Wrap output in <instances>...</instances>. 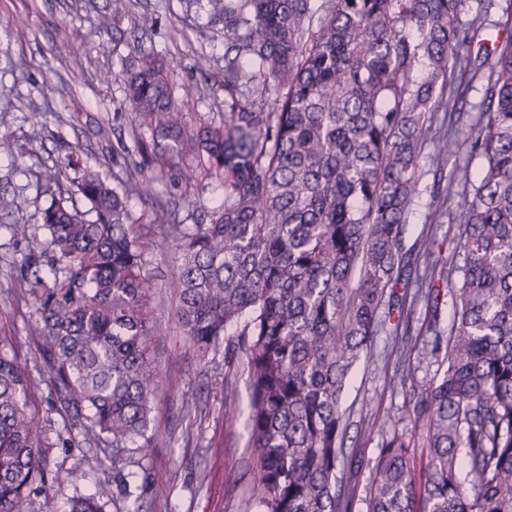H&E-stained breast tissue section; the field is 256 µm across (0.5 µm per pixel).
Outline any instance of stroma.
<instances>
[{"instance_id":"1","label":"stroma","mask_w":512,"mask_h":512,"mask_svg":"<svg viewBox=\"0 0 512 512\" xmlns=\"http://www.w3.org/2000/svg\"><path fill=\"white\" fill-rule=\"evenodd\" d=\"M208 0H129L120 21L121 35L102 25L112 0H0V202L23 199L18 212L0 210V336H11L23 364L38 386L41 419L50 439L67 435L70 424L50 403L47 367L30 328L35 321L32 297L19 294V268L29 249L43 246L38 232L41 211L55 194L45 168L78 154L86 170L110 184L126 181L138 161L134 115L125 100L123 62L148 49L171 62L185 92V122L196 127L224 121V24L207 18ZM512 12V0H463L462 21L485 15L479 36L493 44L498 21ZM153 19L142 27V17ZM25 60V71L15 70ZM110 83H102L103 73ZM150 180V198L132 197L130 210L148 244L144 273L156 300L158 340L153 354L162 381L153 403L149 433L154 446L142 461L127 459L134 474L133 494L142 496V512H256L251 499L256 472L246 448L245 415H224V348L216 346L210 363L200 362L187 345L176 316L172 272L180 261L175 242L164 234L168 224H204L215 200L224 195L216 177L181 180L177 171L148 167L138 171ZM433 199V178L425 176L418 204L409 217V236L433 231L442 257L461 264L455 252L456 221L435 226L426 217ZM36 229L30 240L14 238L10 223ZM430 313L417 303L410 335L415 349L411 377L390 385L401 367L386 331H379L370 354L361 358L348 385L343 407L349 417L347 447L364 460L355 490L354 512H368L370 474L383 438L411 432L412 403L433 380L438 364L428 352ZM193 400L198 410L185 414ZM49 465L77 470L78 487L91 488L112 472V457L75 443L49 451Z\"/></svg>"}]
</instances>
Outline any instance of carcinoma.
I'll use <instances>...</instances> for the list:
<instances>
[{"label":"carcinoma","mask_w":512,"mask_h":512,"mask_svg":"<svg viewBox=\"0 0 512 512\" xmlns=\"http://www.w3.org/2000/svg\"><path fill=\"white\" fill-rule=\"evenodd\" d=\"M461 3L209 0L224 18L219 128H188L174 68L154 52L123 67L142 161L187 182L199 170L224 179L209 223L166 233L181 252L177 315L191 349L205 361L225 342L224 365L246 377L259 512H352L350 375L387 323L400 354L413 351L401 327L421 300L438 357L447 297L444 367L412 407L421 452L403 434L382 441L368 512H512V15L500 23L508 35L474 56L481 25L460 22ZM465 66L487 70V84L461 141L438 113L460 110L453 75ZM187 157L196 166H182ZM428 171L447 181L430 223L458 197L463 264L415 279L436 245L405 244ZM74 184L85 207L70 193L51 199L45 247L28 253L20 282L35 296L32 334L56 410L83 443L112 446V479L71 497L70 512H105L115 494L131 497L122 454L152 447L159 328L129 210L130 191L151 186L120 192L88 170ZM36 391L13 338L0 336V512L49 499L56 480Z\"/></svg>","instance_id":"1"}]
</instances>
